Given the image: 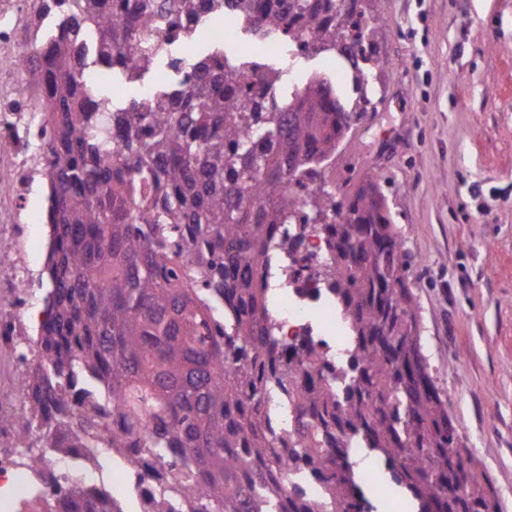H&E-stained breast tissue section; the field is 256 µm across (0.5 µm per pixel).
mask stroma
I'll return each mask as SVG.
<instances>
[{"instance_id": "obj_1", "label": "stroma", "mask_w": 512, "mask_h": 512, "mask_svg": "<svg viewBox=\"0 0 512 512\" xmlns=\"http://www.w3.org/2000/svg\"><path fill=\"white\" fill-rule=\"evenodd\" d=\"M382 17L371 39L370 100L332 167L336 181L379 177L414 262L419 344L475 467L512 512V0H365ZM285 62L278 44L227 41L234 57ZM292 78L325 74L346 108L357 93L343 59L297 57ZM48 181L14 210L15 257L32 300L16 309L37 335L47 278Z\"/></svg>"}]
</instances>
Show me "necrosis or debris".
<instances>
[{"mask_svg":"<svg viewBox=\"0 0 512 512\" xmlns=\"http://www.w3.org/2000/svg\"><path fill=\"white\" fill-rule=\"evenodd\" d=\"M29 0H0V140L9 143L10 159L0 168V190L13 202L24 201L37 175L36 152L28 107L33 93L23 83V71L31 56V39L22 20ZM280 236L288 240V253L268 270L277 282L271 316L285 339L309 336L324 342L328 362H343L348 338L336 319V312L321 281L313 270L324 260L328 246L318 225L283 224ZM54 476L58 485H67L71 474L60 462L49 459L40 473L0 462V487H8L14 498L31 494L38 475Z\"/></svg>","mask_w":512,"mask_h":512,"instance_id":"necrosis-or-debris-1","label":"necrosis or debris"}]
</instances>
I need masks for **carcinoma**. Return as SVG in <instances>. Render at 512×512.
I'll list each match as a JSON object with an SVG mask.
<instances>
[{"mask_svg":"<svg viewBox=\"0 0 512 512\" xmlns=\"http://www.w3.org/2000/svg\"><path fill=\"white\" fill-rule=\"evenodd\" d=\"M362 0H236L253 42L292 39L303 55L345 59L366 102L362 40L384 20ZM52 29L35 40L26 84L48 137L39 149L50 182V281L23 407L0 432L11 461L74 459L70 440L151 458L165 512L168 495L190 512H273L304 464L321 500L279 512H374L359 498L336 428L388 463L415 512H501L448 416L417 338L411 256L372 176L342 197L325 172L361 113L332 82L289 85L284 73L224 38L167 72L151 94L113 98L166 67L164 24L193 38L210 0H41ZM322 225L331 254L319 272L357 350L340 371L310 339L287 344L269 321L262 269L280 224ZM293 406L288 434L271 429L264 394ZM110 402L122 427L99 416ZM41 492L46 512H123L112 494L74 480L66 498Z\"/></svg>","mask_w":512,"mask_h":512,"instance_id":"obj_1","label":"carcinoma"}]
</instances>
